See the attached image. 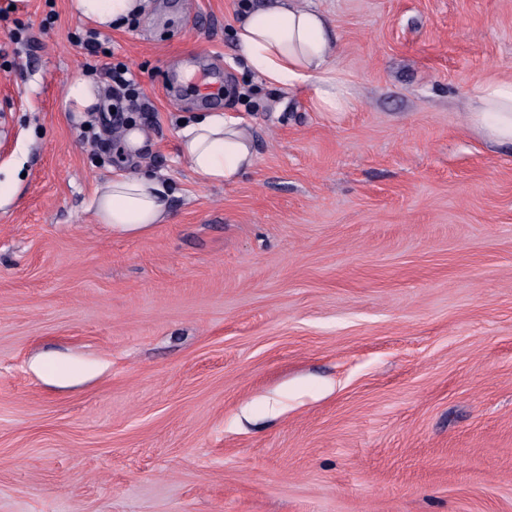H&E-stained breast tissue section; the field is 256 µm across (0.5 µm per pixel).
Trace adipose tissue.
<instances>
[{"instance_id":"1","label":"adipose tissue","mask_w":512,"mask_h":512,"mask_svg":"<svg viewBox=\"0 0 512 512\" xmlns=\"http://www.w3.org/2000/svg\"><path fill=\"white\" fill-rule=\"evenodd\" d=\"M73 11L100 28L121 17L144 13L148 0H72ZM235 53L270 84L288 89L312 85L318 107L326 112L346 104L343 80L329 63L330 32L324 15L303 0H269L245 13L234 32ZM100 90L90 79L73 80L62 108L75 123L97 113ZM469 118L492 144L512 148V79L484 82L470 98ZM179 151L206 185L232 182L256 162L253 138L242 120L227 112H207L178 133ZM169 189L147 173L121 174L100 184L92 197L96 223L120 232H137L166 223Z\"/></svg>"}]
</instances>
